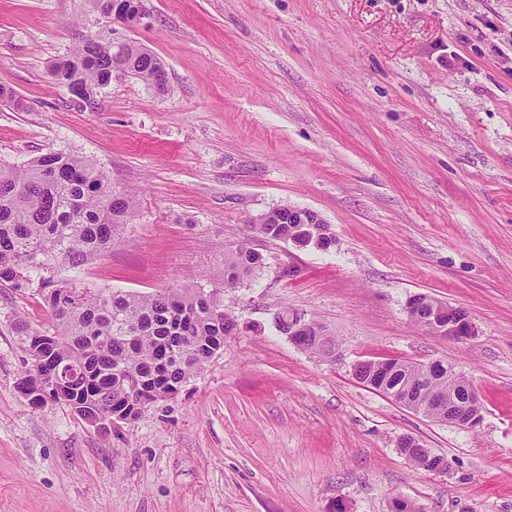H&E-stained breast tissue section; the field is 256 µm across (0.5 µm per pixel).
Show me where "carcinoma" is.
Returning <instances> with one entry per match:
<instances>
[{
  "label": "carcinoma",
  "instance_id": "cac0c4a2",
  "mask_svg": "<svg viewBox=\"0 0 512 512\" xmlns=\"http://www.w3.org/2000/svg\"><path fill=\"white\" fill-rule=\"evenodd\" d=\"M107 17L115 5L142 10L141 0H93ZM55 80L91 101L114 77L133 76L166 84L163 61L134 42L100 34L52 66ZM135 213L133 200L115 192L107 177L83 158L40 156L22 167L0 164V282L17 285L40 272L37 292L50 331L20 326L30 361L26 392L61 402L81 419L132 421L162 398L178 393L221 350L237 324L231 294L259 265L242 244L224 252V280L199 281L151 293L78 287L61 274L103 256L124 234ZM310 356L336 355V337L303 332L291 337ZM356 378L379 392L420 393L421 369L407 360L359 364ZM468 381L448 364L434 363L432 389L465 393ZM399 454L415 468L449 467L418 448Z\"/></svg>",
  "mask_w": 512,
  "mask_h": 512
}]
</instances>
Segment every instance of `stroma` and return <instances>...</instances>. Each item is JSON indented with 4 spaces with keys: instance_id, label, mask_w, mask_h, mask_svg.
I'll return each instance as SVG.
<instances>
[{
    "instance_id": "stroma-1",
    "label": "stroma",
    "mask_w": 512,
    "mask_h": 512,
    "mask_svg": "<svg viewBox=\"0 0 512 512\" xmlns=\"http://www.w3.org/2000/svg\"><path fill=\"white\" fill-rule=\"evenodd\" d=\"M126 27L90 0H0V160L85 157L136 202L123 238L68 269L79 285L151 292L226 250L262 253L236 288L237 330L204 371L101 432L21 394L19 321L35 285L0 283V512H512V0H142ZM156 54L76 106L48 72L103 32ZM317 212L325 250L251 235L252 217ZM419 293L465 308L467 341L410 320ZM322 323L336 360L283 333ZM389 356L452 364L477 389L465 431L360 384ZM412 435L447 457L415 469ZM289 311L285 309L278 315V325L286 334L292 332V326L296 329L312 327L320 334V336H315L313 333L303 332L299 336H289L295 345L319 360H326L338 355L339 346L336 344L335 336H323L326 334V330L315 321L307 319L305 314L300 312L294 315L291 326L288 317ZM399 454L402 455L406 460H408L415 468L421 469L427 472H431L430 470L436 467L439 464H443V466L446 469H449V463L448 460L439 454H436L438 457L434 460H429L427 457H425L417 447H411V446H402L397 447ZM444 468H437L436 470H433L432 473L434 474H446L447 470Z\"/></svg>"
}]
</instances>
